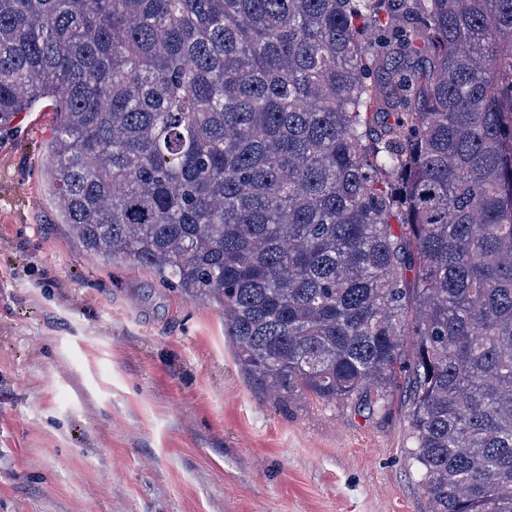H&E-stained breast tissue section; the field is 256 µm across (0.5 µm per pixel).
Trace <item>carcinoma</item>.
Here are the masks:
<instances>
[{"instance_id": "obj_1", "label": "carcinoma", "mask_w": 512, "mask_h": 512, "mask_svg": "<svg viewBox=\"0 0 512 512\" xmlns=\"http://www.w3.org/2000/svg\"><path fill=\"white\" fill-rule=\"evenodd\" d=\"M89 254L216 306L247 376L385 412L428 512H512V0H0Z\"/></svg>"}]
</instances>
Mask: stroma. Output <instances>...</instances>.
<instances>
[{"label":"stroma","mask_w":512,"mask_h":512,"mask_svg":"<svg viewBox=\"0 0 512 512\" xmlns=\"http://www.w3.org/2000/svg\"><path fill=\"white\" fill-rule=\"evenodd\" d=\"M50 102L0 138V512H428L409 387L281 404L221 313L87 254L45 176Z\"/></svg>","instance_id":"stroma-1"}]
</instances>
